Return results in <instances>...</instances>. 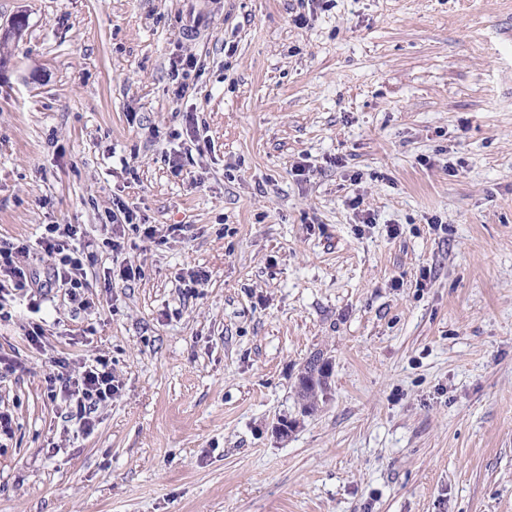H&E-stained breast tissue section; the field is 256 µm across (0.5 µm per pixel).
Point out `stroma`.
<instances>
[{
    "label": "stroma",
    "instance_id": "stroma-1",
    "mask_svg": "<svg viewBox=\"0 0 512 512\" xmlns=\"http://www.w3.org/2000/svg\"><path fill=\"white\" fill-rule=\"evenodd\" d=\"M18 14L0 242L79 225L89 307L50 293L35 350L5 303L0 512H512V0ZM57 356L111 363L93 433L60 418Z\"/></svg>",
    "mask_w": 512,
    "mask_h": 512
}]
</instances>
